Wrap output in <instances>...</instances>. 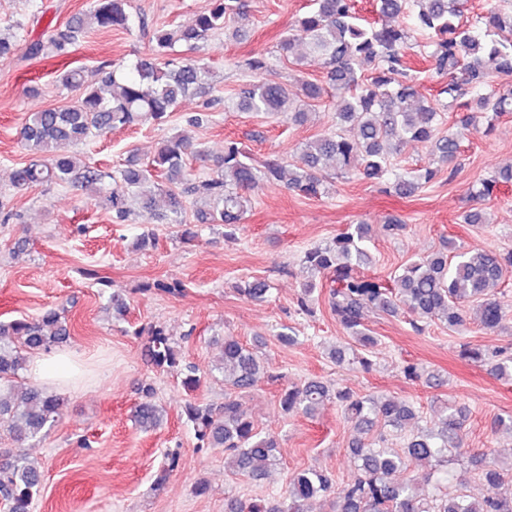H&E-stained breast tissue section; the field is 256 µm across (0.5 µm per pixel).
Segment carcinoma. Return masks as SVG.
I'll return each mask as SVG.
<instances>
[{"label":"carcinoma","mask_w":512,"mask_h":512,"mask_svg":"<svg viewBox=\"0 0 512 512\" xmlns=\"http://www.w3.org/2000/svg\"><path fill=\"white\" fill-rule=\"evenodd\" d=\"M372 21L356 11L355 0H312L310 10L288 30L280 50L290 53L301 47L305 53L324 59L329 86L340 96L336 128L305 143L290 163L280 157L252 161L242 144L229 140L216 159L212 173L197 180L187 170L190 150L206 151L180 133L162 138L151 162L144 164L131 155L120 168L91 166L70 147L112 130L145 121L162 125L184 99L205 93L208 66L201 57L181 62H159L153 54L131 65L111 64L97 69L98 81L89 84L85 70L75 67L62 76L65 85L81 90L72 105L31 113L22 137L32 157L15 168V187L37 184L79 186L101 198L112 209L116 224L125 222L137 209L152 211L157 193L166 198L169 219L182 224L187 200L201 202L196 208L200 224H222L232 230L250 204V192L261 184L285 181L306 198L329 194L328 178L319 176L336 165L367 180L384 181L401 197L413 196L434 179L438 168L426 167L399 173L392 155L407 142L430 149L433 162L446 165L459 150L453 131H441L442 115L459 109H478L494 120L512 113V92H501L492 84L493 75L512 76V9L503 10L499 0H486L484 13L474 23L463 22V0H374ZM130 0H91L84 13L65 29L52 33L46 42L36 41L28 53L65 54L75 34L96 25L128 28ZM409 17L407 26L402 18ZM244 0H211L208 10L194 23L177 30L158 29L154 41L159 52L175 51L184 44L197 49L224 31L242 38L247 31ZM427 37L423 59L436 73L451 80L438 98L420 97L412 85L410 49L414 34ZM253 79L239 85L234 106L241 112L284 117L300 122L306 106L324 93L321 85L303 81L300 91L267 77L268 62L261 54L237 62ZM512 183V164L472 186L478 198L490 197L502 184ZM372 226L351 224L329 243L304 251L302 264L317 274H330L331 310L354 341L352 362L367 370V353L377 345L364 323L366 311L375 309L396 315L405 309L417 332L434 321L459 330L467 324V306L477 307L481 325L501 328L507 318L497 288L512 268V252L465 249L450 240L443 249L405 264L389 287L361 279L357 270L368 264V242ZM240 294L265 301L270 285L248 277L238 285ZM145 337L144 352L153 367L181 377L192 392L199 385L196 366L186 361L166 327L155 324L134 330ZM70 328L65 312L46 310L32 319L0 322V420L22 444L45 436L61 414L64 399L57 393L27 384L20 378L29 354L49 350L66 342ZM216 369L224 377V406H203L193 399L182 407V416L194 432L196 447L224 448L227 467L254 480L265 478L276 464L278 441L261 433L233 394L250 388L263 370L259 356L234 336L219 343ZM142 401L134 411V422L142 431L157 428L163 409L152 401L153 387H141ZM340 404L357 437L350 452L358 463V475L343 488L332 491L331 477L314 469L296 473L276 499L237 501L229 512H308V502L336 493L334 512H512V460L507 468L493 464L494 449L471 459L478 468L485 493L437 497L424 492L413 477L400 474L432 461L445 462L448 450L463 447L462 428L467 416L463 406L444 403L430 428L409 434L399 450L382 446L384 437H370L381 424L403 432L418 422L419 411L394 396H356L311 378L281 388L282 411L314 416L327 403ZM42 472L19 450L0 448V506L4 512H30L40 493Z\"/></svg>","instance_id":"cac0c4a2"}]
</instances>
